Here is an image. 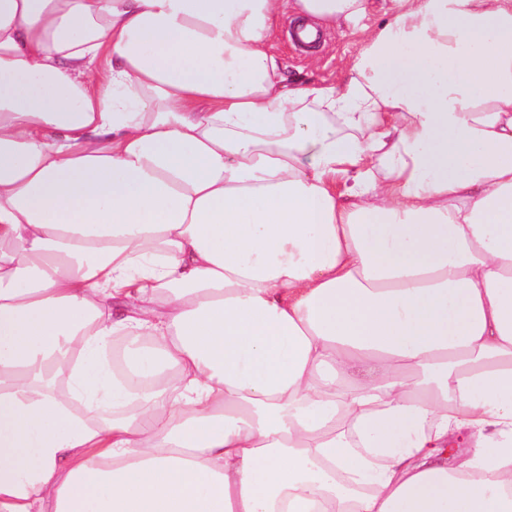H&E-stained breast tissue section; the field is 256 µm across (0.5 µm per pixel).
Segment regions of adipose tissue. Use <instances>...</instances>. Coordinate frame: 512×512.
Returning a JSON list of instances; mask_svg holds the SVG:
<instances>
[{
	"label": "adipose tissue",
	"mask_w": 512,
	"mask_h": 512,
	"mask_svg": "<svg viewBox=\"0 0 512 512\" xmlns=\"http://www.w3.org/2000/svg\"><path fill=\"white\" fill-rule=\"evenodd\" d=\"M365 9L0 0V512H512V0ZM382 0H374L366 13L343 33L325 35L314 55L295 48L290 39L291 18L285 14L277 21L269 49L282 64L283 75L289 80L314 81L340 86L347 77L343 61L352 56L376 24L386 21L388 15L379 10ZM367 28V29H366Z\"/></svg>",
	"instance_id": "1"
}]
</instances>
